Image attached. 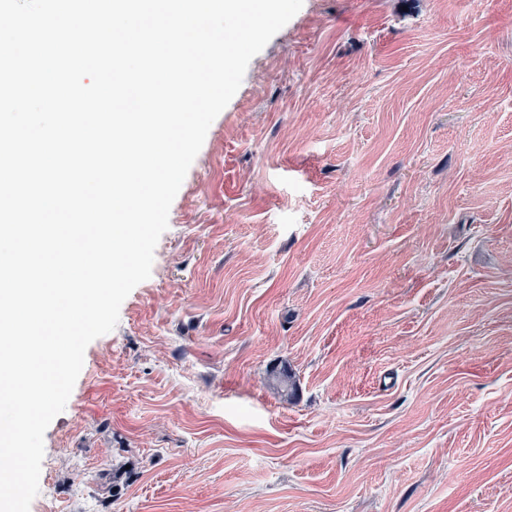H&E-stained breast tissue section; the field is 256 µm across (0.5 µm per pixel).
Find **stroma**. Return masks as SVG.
I'll return each instance as SVG.
<instances>
[{
	"mask_svg": "<svg viewBox=\"0 0 512 512\" xmlns=\"http://www.w3.org/2000/svg\"><path fill=\"white\" fill-rule=\"evenodd\" d=\"M168 222L30 512H512V0H304Z\"/></svg>",
	"mask_w": 512,
	"mask_h": 512,
	"instance_id": "obj_1",
	"label": "stroma"
}]
</instances>
